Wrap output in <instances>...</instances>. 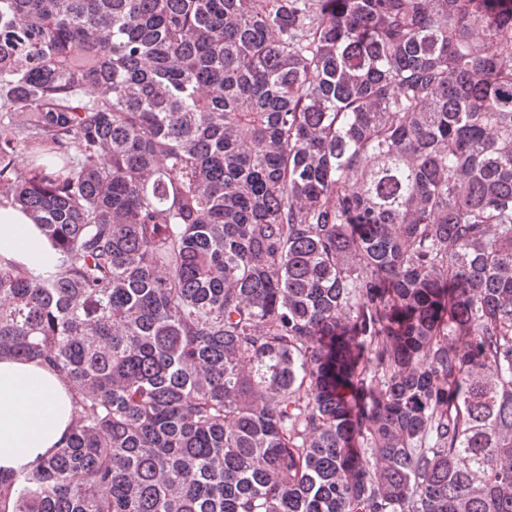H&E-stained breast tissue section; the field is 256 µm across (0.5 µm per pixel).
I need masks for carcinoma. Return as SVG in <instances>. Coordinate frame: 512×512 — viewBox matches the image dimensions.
<instances>
[{
	"mask_svg": "<svg viewBox=\"0 0 512 512\" xmlns=\"http://www.w3.org/2000/svg\"><path fill=\"white\" fill-rule=\"evenodd\" d=\"M5 204L0 512H512V0H0ZM51 252L31 219L12 206H0V254L28 263ZM72 395L34 361L0 357V471L20 475L46 458L67 433Z\"/></svg>",
	"mask_w": 512,
	"mask_h": 512,
	"instance_id": "carcinoma-1",
	"label": "carcinoma"
}]
</instances>
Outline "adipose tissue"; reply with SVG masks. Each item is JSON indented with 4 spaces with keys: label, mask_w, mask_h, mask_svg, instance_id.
<instances>
[{
    "label": "adipose tissue",
    "mask_w": 512,
    "mask_h": 512,
    "mask_svg": "<svg viewBox=\"0 0 512 512\" xmlns=\"http://www.w3.org/2000/svg\"><path fill=\"white\" fill-rule=\"evenodd\" d=\"M51 248L31 219L0 206V254L22 262ZM72 395L56 375L33 361L0 357V472L22 474L48 457L66 434Z\"/></svg>",
    "instance_id": "1"
}]
</instances>
